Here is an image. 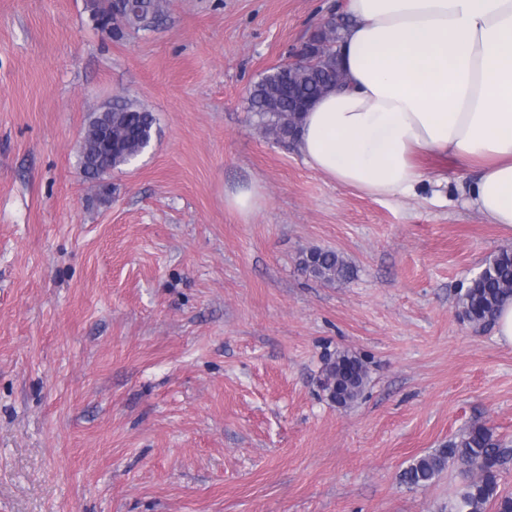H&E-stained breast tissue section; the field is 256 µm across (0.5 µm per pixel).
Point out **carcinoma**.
I'll list each match as a JSON object with an SVG mask.
<instances>
[{
    "label": "carcinoma",
    "mask_w": 512,
    "mask_h": 512,
    "mask_svg": "<svg viewBox=\"0 0 512 512\" xmlns=\"http://www.w3.org/2000/svg\"><path fill=\"white\" fill-rule=\"evenodd\" d=\"M91 17L111 26L110 37L120 38L127 28L148 29L165 13L167 0H139L128 10L125 22L112 20L109 9L92 0ZM344 72L336 55L327 53L314 68L293 69L280 64L266 74L250 93V109L267 134L280 143L296 136L302 113L293 110L288 92L296 98L316 100L325 91L343 82ZM157 135L153 112L132 99H120L103 111L94 112L78 142V162L89 181L130 164L141 155ZM299 270L323 283H346L355 276L351 263L335 250L314 248L300 255ZM512 297V250L501 249L491 255L484 267L469 282L459 298L462 316L473 325L494 324L499 305ZM364 362L348 353L327 360L323 391L341 407L354 403L366 383ZM512 451L501 447L492 430L472 424L445 448L414 461L403 473V481L412 487L429 484L446 466L464 470L468 479L462 484L448 512H485L491 504L496 512H512V494L499 490L502 466Z\"/></svg>",
    "instance_id": "obj_1"
}]
</instances>
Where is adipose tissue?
Here are the masks:
<instances>
[{
	"label": "adipose tissue",
	"mask_w": 512,
	"mask_h": 512,
	"mask_svg": "<svg viewBox=\"0 0 512 512\" xmlns=\"http://www.w3.org/2000/svg\"><path fill=\"white\" fill-rule=\"evenodd\" d=\"M346 88L306 112L297 149L373 197L427 182L420 153L480 167L469 201L512 229V0H344Z\"/></svg>",
	"instance_id": "obj_1"
}]
</instances>
